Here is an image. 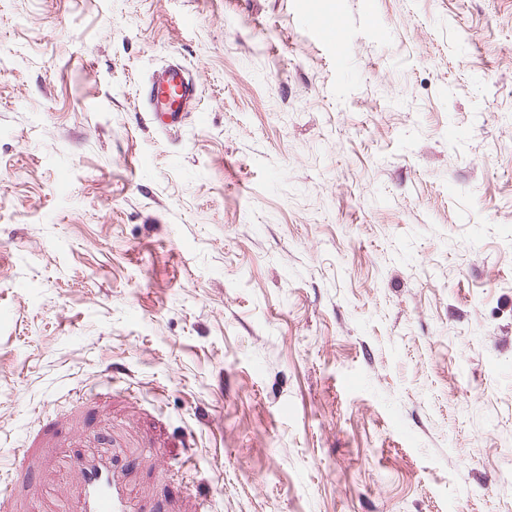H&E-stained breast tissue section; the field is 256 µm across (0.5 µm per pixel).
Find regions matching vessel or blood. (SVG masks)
Here are the masks:
<instances>
[{
  "mask_svg": "<svg viewBox=\"0 0 512 512\" xmlns=\"http://www.w3.org/2000/svg\"><path fill=\"white\" fill-rule=\"evenodd\" d=\"M313 27L326 41L343 42L342 25L338 19L322 17ZM147 109L162 125H181L187 106L197 94V85L189 74L177 65L155 70L150 79ZM72 467L81 475L82 493L74 512H131V501L116 481L111 460L101 458L72 460Z\"/></svg>",
  "mask_w": 512,
  "mask_h": 512,
  "instance_id": "1",
  "label": "vessel or blood"
}]
</instances>
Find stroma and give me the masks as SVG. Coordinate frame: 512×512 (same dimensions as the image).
I'll list each match as a JSON object with an SVG mask.
<instances>
[{"instance_id": "stroma-1", "label": "stroma", "mask_w": 512, "mask_h": 512, "mask_svg": "<svg viewBox=\"0 0 512 512\" xmlns=\"http://www.w3.org/2000/svg\"><path fill=\"white\" fill-rule=\"evenodd\" d=\"M0 61L6 512L92 448L142 512H512V0H0ZM316 32L326 41L336 44V61L339 64L345 62V55L341 48L343 46L342 25L338 19L331 17H321L312 22ZM146 112H152L163 126L181 125L187 106L197 94V85L178 65L155 70L150 79Z\"/></svg>"}]
</instances>
